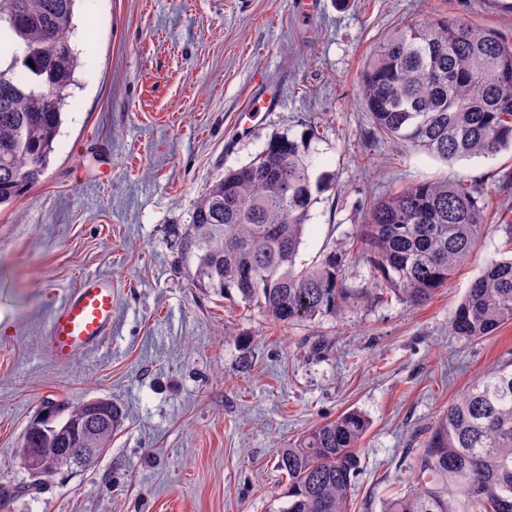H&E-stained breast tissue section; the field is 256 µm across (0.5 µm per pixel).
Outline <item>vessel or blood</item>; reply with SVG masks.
I'll use <instances>...</instances> for the list:
<instances>
[{
    "label": "vessel or blood",
    "instance_id": "b4317fda",
    "mask_svg": "<svg viewBox=\"0 0 512 512\" xmlns=\"http://www.w3.org/2000/svg\"><path fill=\"white\" fill-rule=\"evenodd\" d=\"M112 334V282L84 280L55 306L46 337L52 360L66 362L99 346Z\"/></svg>",
    "mask_w": 512,
    "mask_h": 512
}]
</instances>
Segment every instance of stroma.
<instances>
[{
	"mask_svg": "<svg viewBox=\"0 0 512 512\" xmlns=\"http://www.w3.org/2000/svg\"><path fill=\"white\" fill-rule=\"evenodd\" d=\"M82 66L41 182L0 208V512H278L279 448L347 409L371 423L351 512H380L412 484L415 455L469 383L512 355V323L468 342L450 327L471 281L512 228V153L447 166L368 144L365 54L402 24L441 17L512 34V0H81ZM275 110L244 106L258 80ZM317 123L314 174L333 178L300 259L338 249L374 199L440 177L482 181L489 229L475 260L426 306L377 299L342 259L353 295L338 318L283 325L194 288L177 237L198 196L277 132ZM112 281V334L55 363L49 315L84 277ZM109 398L122 430L91 466L32 481L19 454L47 403Z\"/></svg>",
	"mask_w": 512,
	"mask_h": 512,
	"instance_id": "35a3bbf8",
	"label": "stroma"
}]
</instances>
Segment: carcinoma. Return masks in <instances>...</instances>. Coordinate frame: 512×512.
Masks as SVG:
<instances>
[{"label": "carcinoma", "mask_w": 512, "mask_h": 512, "mask_svg": "<svg viewBox=\"0 0 512 512\" xmlns=\"http://www.w3.org/2000/svg\"><path fill=\"white\" fill-rule=\"evenodd\" d=\"M78 0H0V206L41 182L82 66L72 44ZM359 99L372 142L391 141L448 165L512 149V39L490 26L437 19L392 29L365 57ZM319 127L270 138L249 163L224 172L196 201L180 236L195 287L240 297L276 322L336 317L351 296L341 258L298 262L305 226L330 178L313 176ZM483 184L428 180L374 200L346 252L365 261L387 293L428 303L485 234ZM512 323V258L492 261L471 282L451 320L466 341ZM83 421L81 402L46 406L23 448L80 447L48 430L59 413ZM108 448L125 413L111 407ZM370 422L346 410L304 432L278 454L288 476L281 512H351L359 447ZM381 512H512V358L475 378L444 411L414 462V485L382 501Z\"/></svg>", "instance_id": "carcinoma-1"}]
</instances>
